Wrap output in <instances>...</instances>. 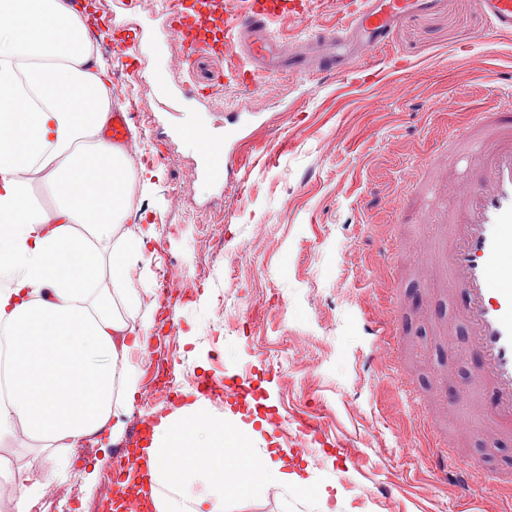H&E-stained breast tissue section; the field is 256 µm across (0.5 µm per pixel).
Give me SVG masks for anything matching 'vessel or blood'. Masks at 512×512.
I'll list each match as a JSON object with an SVG mask.
<instances>
[{
  "instance_id": "obj_1",
  "label": "vessel or blood",
  "mask_w": 512,
  "mask_h": 512,
  "mask_svg": "<svg viewBox=\"0 0 512 512\" xmlns=\"http://www.w3.org/2000/svg\"><path fill=\"white\" fill-rule=\"evenodd\" d=\"M160 42L182 46L187 78L171 84L159 106L171 110L178 94L195 97L209 108L213 78L206 64L234 54L229 75L243 90L255 89L263 75L289 71L332 79L339 96L405 81L409 67L397 61L363 67L369 53L388 46L402 17L433 9L437 0H336L346 20L339 27L312 30L316 55L277 37L274 23L305 15L312 0H165ZM493 32L512 33V0H477ZM142 135L127 111H113L102 132L112 145L131 150ZM191 135L201 152L198 174L213 187L229 185L233 155L246 141L235 124L215 136L205 122ZM450 150L434 159L428 183L446 184L453 201L441 221L448 233L428 261L447 270L450 288L463 296L460 316L471 329V345L485 358L479 375L485 394L480 407L491 431L512 427V114L475 112L466 127L448 133Z\"/></svg>"
}]
</instances>
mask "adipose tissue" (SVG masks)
<instances>
[{
	"label": "adipose tissue",
	"mask_w": 512,
	"mask_h": 512,
	"mask_svg": "<svg viewBox=\"0 0 512 512\" xmlns=\"http://www.w3.org/2000/svg\"><path fill=\"white\" fill-rule=\"evenodd\" d=\"M89 17L71 0H0V342L13 384L0 400V439L16 424L58 448L100 433L115 383L135 387L118 358L133 328L100 290L103 259L126 287L145 238L120 240L125 152L102 139L112 99L109 66L92 51ZM50 199L36 205L29 185ZM253 427L212 416L204 400L162 418L145 448L153 512H228L225 448Z\"/></svg>",
	"instance_id": "1"
}]
</instances>
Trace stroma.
<instances>
[{"label":"stroma","instance_id":"1","mask_svg":"<svg viewBox=\"0 0 512 512\" xmlns=\"http://www.w3.org/2000/svg\"><path fill=\"white\" fill-rule=\"evenodd\" d=\"M93 3L98 21L121 25L103 45L116 106L138 113L146 126L189 127L198 110L193 98H181L165 117L156 105L160 86L178 74L176 47L145 55L138 71L118 70L127 46L160 24L157 0L133 9L121 0ZM339 22L319 0L310 17L285 18L274 28L284 41L303 43L312 27ZM486 29L476 0H441L434 10L406 15L388 48L363 64L376 69L390 57L404 59L412 66L408 86L377 89L369 104L348 112L330 110L331 80L284 72L262 77L249 93L225 82L205 121L218 132L235 113L250 133L246 165L225 192L195 177L198 148L188 137L160 143L146 136L143 148L162 149L153 168L129 154L121 229L150 239L145 259L128 266L140 302L127 321L157 335L161 316L150 288L156 268L179 265L205 279L204 292L175 306L176 371L194 382L248 377L269 401V414L288 420L286 432L272 434L278 458L307 481L296 492L275 484L252 490L250 454L242 452L240 483L229 490L235 512H512V500L489 478L512 470V432L490 434L463 402L457 418L469 421V435L448 450L438 446L456 430L448 390L478 394L481 358L465 346L469 328L457 316L458 296L416 264L417 243L444 229L425 223L423 197L406 194L410 174L447 149L449 128L465 126L482 109L512 110V34L472 42ZM371 188L386 207L366 209ZM395 201L408 208L409 223H398ZM386 241L398 246L389 259L380 252ZM388 322L401 347L382 358L377 331ZM135 412V403L118 400L112 417L122 430L76 449L14 434L6 443L18 465L5 482L29 477L50 512H68L75 499L84 512H98L108 495L102 476L112 470L113 450L128 440ZM311 415L319 432L310 454L285 451ZM336 441L351 448V460L334 456ZM444 453L482 460L472 492L436 468Z\"/></svg>","mask_w":512,"mask_h":512}]
</instances>
